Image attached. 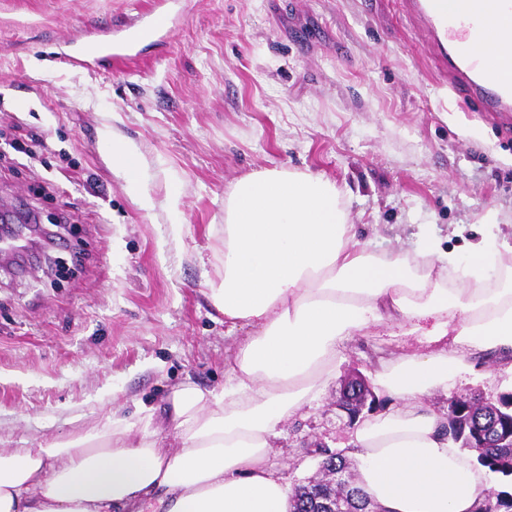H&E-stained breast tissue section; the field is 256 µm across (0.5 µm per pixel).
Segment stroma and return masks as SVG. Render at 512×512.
Masks as SVG:
<instances>
[{"label":"stroma","instance_id":"obj_1","mask_svg":"<svg viewBox=\"0 0 512 512\" xmlns=\"http://www.w3.org/2000/svg\"><path fill=\"white\" fill-rule=\"evenodd\" d=\"M152 0H0V207L56 214L70 236L0 271V448L104 431L112 409L160 406L171 387L224 388L247 329L226 333L224 195L255 169L309 170L349 223L397 256L429 228L463 270L489 239L512 254V139L469 106L448 51L409 0H170L173 25L121 64L63 60V46L120 41ZM138 157L136 176L111 142ZM39 143L35 158L20 146ZM53 281L44 253L72 256ZM382 325L340 349L319 399L283 425L269 463L289 485L321 449L346 447L338 411L363 376L419 350ZM453 394L497 402L512 367L470 360Z\"/></svg>","mask_w":512,"mask_h":512}]
</instances>
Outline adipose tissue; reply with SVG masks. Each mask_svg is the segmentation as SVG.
Segmentation results:
<instances>
[{"instance_id":"1","label":"adipose tissue","mask_w":512,"mask_h":512,"mask_svg":"<svg viewBox=\"0 0 512 512\" xmlns=\"http://www.w3.org/2000/svg\"><path fill=\"white\" fill-rule=\"evenodd\" d=\"M447 267L426 236L395 258L357 241L322 175H244L224 202V281L211 298L228 331L250 334L223 391H171V450L147 430L131 440L117 410L99 447L80 437L1 450L0 512H288L291 489L268 465L272 441L317 401L341 346L373 324L420 334L424 347L380 375L398 406L351 433L358 486L384 512H473L491 474L423 398L461 378L458 347L512 357V271L490 282L481 242L470 251L472 287L445 283Z\"/></svg>"}]
</instances>
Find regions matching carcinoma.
Listing matches in <instances>:
<instances>
[{"instance_id": "carcinoma-1", "label": "carcinoma", "mask_w": 512, "mask_h": 512, "mask_svg": "<svg viewBox=\"0 0 512 512\" xmlns=\"http://www.w3.org/2000/svg\"><path fill=\"white\" fill-rule=\"evenodd\" d=\"M498 413L489 414L474 407V401L459 397L448 399L446 420L448 438L461 448L475 451L481 464L504 477L512 476V394L504 395L497 404ZM328 491L341 496L355 512L375 509L367 495L349 480L334 486L330 479H321L295 488L290 512H313L312 496Z\"/></svg>"}]
</instances>
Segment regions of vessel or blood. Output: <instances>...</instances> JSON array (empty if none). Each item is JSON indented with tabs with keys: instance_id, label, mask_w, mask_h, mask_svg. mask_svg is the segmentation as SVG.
Masks as SVG:
<instances>
[{
	"instance_id": "b4317fda",
	"label": "vessel or blood",
	"mask_w": 512,
	"mask_h": 512,
	"mask_svg": "<svg viewBox=\"0 0 512 512\" xmlns=\"http://www.w3.org/2000/svg\"><path fill=\"white\" fill-rule=\"evenodd\" d=\"M413 6L428 21L440 23V38L448 44L480 37L481 48L453 63L452 70L464 78L484 112L506 120L512 112V6L501 0H463L461 10L444 17L434 11L432 0H414ZM146 19L144 26L132 31V40L150 37L169 23L168 13L158 5Z\"/></svg>"
}]
</instances>
